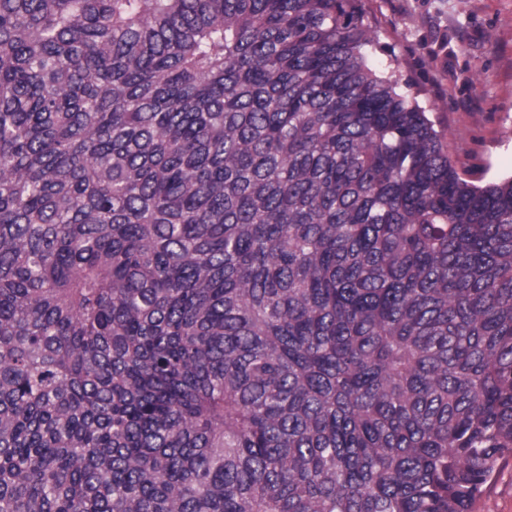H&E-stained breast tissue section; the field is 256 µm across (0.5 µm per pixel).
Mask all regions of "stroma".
Instances as JSON below:
<instances>
[{"instance_id":"1","label":"stroma","mask_w":512,"mask_h":512,"mask_svg":"<svg viewBox=\"0 0 512 512\" xmlns=\"http://www.w3.org/2000/svg\"><path fill=\"white\" fill-rule=\"evenodd\" d=\"M370 66L428 115L458 170L485 186L512 177V0H359ZM475 512H512V459Z\"/></svg>"}]
</instances>
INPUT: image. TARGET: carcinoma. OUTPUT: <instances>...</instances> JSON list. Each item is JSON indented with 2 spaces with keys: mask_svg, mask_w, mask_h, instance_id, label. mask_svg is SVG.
I'll list each match as a JSON object with an SVG mask.
<instances>
[{
  "mask_svg": "<svg viewBox=\"0 0 512 512\" xmlns=\"http://www.w3.org/2000/svg\"><path fill=\"white\" fill-rule=\"evenodd\" d=\"M356 0H0V512H474L512 458V178Z\"/></svg>",
  "mask_w": 512,
  "mask_h": 512,
  "instance_id": "obj_1",
  "label": "carcinoma"
}]
</instances>
